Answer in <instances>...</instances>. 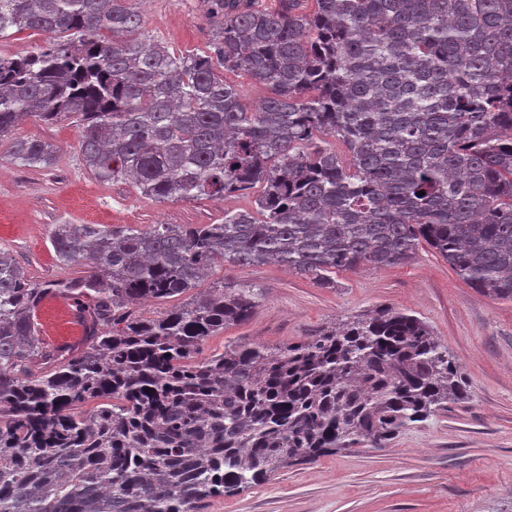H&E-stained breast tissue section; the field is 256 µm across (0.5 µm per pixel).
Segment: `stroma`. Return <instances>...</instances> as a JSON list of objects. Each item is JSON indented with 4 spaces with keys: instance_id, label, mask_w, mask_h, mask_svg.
Masks as SVG:
<instances>
[{
    "instance_id": "obj_1",
    "label": "stroma",
    "mask_w": 512,
    "mask_h": 512,
    "mask_svg": "<svg viewBox=\"0 0 512 512\" xmlns=\"http://www.w3.org/2000/svg\"><path fill=\"white\" fill-rule=\"evenodd\" d=\"M146 28L170 51L207 52L215 24L202 0H142ZM18 137L56 145L47 169L2 161L0 248L40 281L78 276L50 243L57 224H217L225 209H247L246 196L158 202L124 180L101 182L81 165L72 121L24 122ZM244 280L265 292L245 322L209 337L202 355L248 342L269 349L298 342L380 308L426 322L458 361L468 399L403 429L385 447L367 445L279 470L270 479L207 503L204 512H512V299L486 296L463 282L428 245L400 265L341 271L330 288L277 265L216 266L205 286ZM69 301L54 299L36 315L54 341L83 328Z\"/></svg>"
}]
</instances>
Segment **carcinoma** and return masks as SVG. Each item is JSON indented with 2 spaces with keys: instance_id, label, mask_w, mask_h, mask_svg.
Masks as SVG:
<instances>
[{
  "instance_id": "carcinoma-1",
  "label": "carcinoma",
  "mask_w": 512,
  "mask_h": 512,
  "mask_svg": "<svg viewBox=\"0 0 512 512\" xmlns=\"http://www.w3.org/2000/svg\"><path fill=\"white\" fill-rule=\"evenodd\" d=\"M134 2L0 0V38L48 35L0 55L10 162L49 167L52 143L14 135L65 117L102 182L155 201L258 194L219 224H56L59 259L86 268L70 280L35 281L0 251V512H201L467 396L448 347L391 308L198 357L263 300L247 282L197 290L218 263L326 286L425 243L512 299V0H203L215 35L194 57L146 34ZM221 69L269 95L248 107ZM49 296L73 301L80 342H44ZM2 40L0 39V53L5 56L23 55L44 44L47 36L32 29H11Z\"/></svg>"
}]
</instances>
